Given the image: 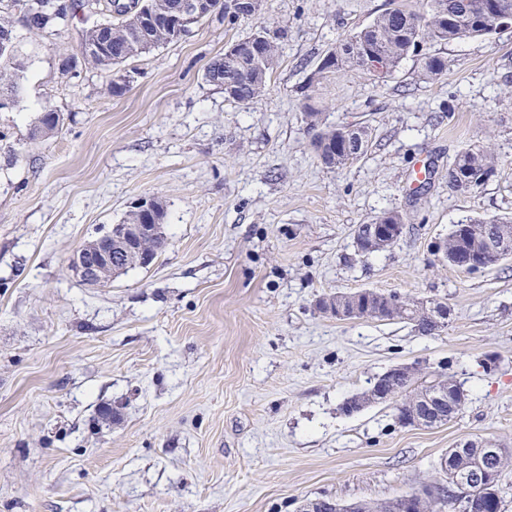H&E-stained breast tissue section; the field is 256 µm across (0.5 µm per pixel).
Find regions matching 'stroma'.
Here are the masks:
<instances>
[{"mask_svg": "<svg viewBox=\"0 0 512 512\" xmlns=\"http://www.w3.org/2000/svg\"><path fill=\"white\" fill-rule=\"evenodd\" d=\"M384 4L267 0L288 40L249 106L204 74L252 23L209 19L127 61L121 96L108 72L59 66L85 21L17 27L27 70L0 109V512H300L441 485V457L467 439L512 448V257L467 272L436 253L453 224L512 216V31L432 45L448 61L434 80L411 56L383 79L323 83L324 125L371 132L367 154L326 168L301 87ZM49 104L61 133L31 139ZM471 144L506 165L460 192L448 166ZM142 196L166 206L167 247L86 285L71 258ZM391 210L403 236L357 253L356 227ZM362 289L446 302L450 319L422 336L316 309ZM397 364L462 384L460 415L403 427L388 403L342 412Z\"/></svg>", "mask_w": 512, "mask_h": 512, "instance_id": "35a3bbf8", "label": "stroma"}]
</instances>
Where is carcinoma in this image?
<instances>
[{
    "instance_id": "1",
    "label": "carcinoma",
    "mask_w": 512,
    "mask_h": 512,
    "mask_svg": "<svg viewBox=\"0 0 512 512\" xmlns=\"http://www.w3.org/2000/svg\"><path fill=\"white\" fill-rule=\"evenodd\" d=\"M184 0H107L106 11L119 18L108 20L81 31L78 48L83 61L112 73V94H124L131 76L120 66L127 60L162 45L181 40L192 28L207 20L181 22L178 14ZM99 0H0V98L14 99L20 92L23 65L18 58L12 12L21 14L24 27L33 35L59 31L79 14L91 11ZM216 16L234 25L239 21L256 20L259 25L244 39L224 48V55L205 71L206 81L224 93V99L234 104L248 105L263 96L267 79L277 59L278 45L288 40V28L269 27L262 22L266 0H214ZM512 29V0H387L385 8L366 25L336 42L319 61L301 86L305 90L303 112L313 131L312 146L317 158L331 169H340L365 155L369 149L370 131L365 126L337 125L322 127L321 110L313 92L316 86L332 76L353 69H362L384 77L392 74L410 55L421 57L423 74L435 79L446 72L444 57L424 51L427 46L448 44L464 39L498 34ZM55 108L46 106L31 131V137L48 139L57 134L64 120L55 121L50 115ZM497 155L486 147H466L460 150L448 167V186L457 191H470L493 176L499 167ZM355 237L357 252L370 254L391 247L387 239L375 236L364 224ZM504 245L512 250V217L496 220L469 219L464 227L448 233L444 246L448 259L456 255L471 257L489 267L498 263L501 254L492 246ZM406 310H391L386 293L361 290L334 293L322 298L317 308L328 312V304L347 311L357 310L354 318L380 321L402 320L422 336L437 334L441 327L431 318L424 302L401 298ZM443 385L448 400L459 402L466 394L457 381L430 376L424 381L409 380L395 383L405 398ZM448 466L441 469L448 486L462 473L476 476L465 483L453 496L436 495L422 503V509L432 512L458 502L466 504V512H501L504 488L503 469L512 459V450L500 449L497 459L483 456L482 443L466 441L446 453ZM396 497L371 502L342 504L330 498L307 500L302 512H410Z\"/></svg>"
}]
</instances>
